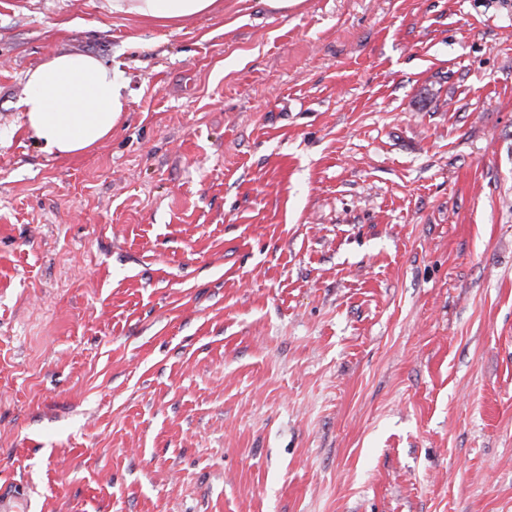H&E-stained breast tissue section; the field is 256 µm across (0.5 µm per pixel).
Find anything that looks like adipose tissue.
<instances>
[{
  "label": "adipose tissue",
  "mask_w": 512,
  "mask_h": 512,
  "mask_svg": "<svg viewBox=\"0 0 512 512\" xmlns=\"http://www.w3.org/2000/svg\"><path fill=\"white\" fill-rule=\"evenodd\" d=\"M217 0H110L113 13L168 26L210 12ZM123 71L88 54L62 52L26 73L23 124L48 153L74 156L111 136L128 105Z\"/></svg>",
  "instance_id": "ef3b65f1"
}]
</instances>
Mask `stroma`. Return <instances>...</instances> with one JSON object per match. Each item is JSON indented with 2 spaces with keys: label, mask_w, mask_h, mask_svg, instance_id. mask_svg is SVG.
<instances>
[{
  "label": "stroma",
  "mask_w": 512,
  "mask_h": 512,
  "mask_svg": "<svg viewBox=\"0 0 512 512\" xmlns=\"http://www.w3.org/2000/svg\"><path fill=\"white\" fill-rule=\"evenodd\" d=\"M119 66L110 138L27 70ZM34 512H512V0H0V489ZM112 14L136 15L168 26L210 12L218 0H110ZM128 88L119 67L93 55L57 53L26 73L23 124L50 154L84 153L112 135Z\"/></svg>",
  "instance_id": "stroma-1"
}]
</instances>
